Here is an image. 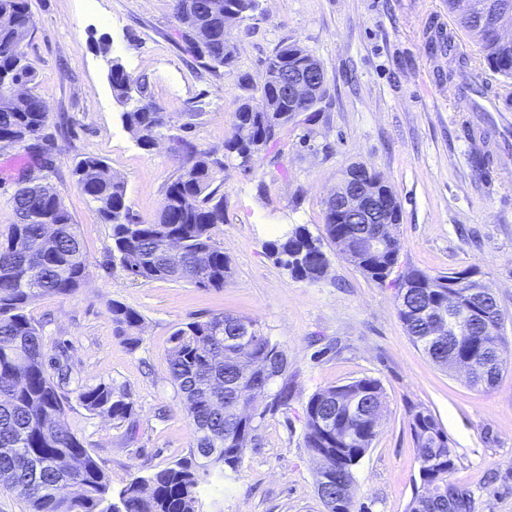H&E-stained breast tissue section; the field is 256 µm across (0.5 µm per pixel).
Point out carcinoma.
Instances as JSON below:
<instances>
[{"mask_svg":"<svg viewBox=\"0 0 512 512\" xmlns=\"http://www.w3.org/2000/svg\"><path fill=\"white\" fill-rule=\"evenodd\" d=\"M211 0H173L174 14L192 13L197 33L184 35V51L202 65L217 72L232 66L236 23L259 7L258 0H224L226 10L213 12ZM512 4V0H472L470 13L459 19L462 28L480 30L483 12L490 4ZM27 0H0V140L22 143L44 125L48 113L39 97L27 94L10 98L12 86L35 84L36 71L22 45L29 33ZM484 60L491 70L512 78V42L491 35L480 40ZM315 60L298 42L282 45L265 65L263 81L256 88L267 102L268 111L253 112L245 98L235 112L234 132L224 150L251 170L261 154L276 143L288 125V102L276 94L275 86L285 83ZM108 80L115 99L125 105L137 88L141 100L120 114L122 124L139 133L142 146L153 145L155 131L164 125L163 115L146 101V86L134 84L119 59H112ZM188 165L166 191L158 217L141 221L127 205L124 181L97 157H85L74 168L80 192L97 206V212L112 229V263L119 264L134 281H189L199 288L221 289L231 278L230 261L217 246L214 230L224 223V196L210 189L215 169L224 162L210 159L187 143H180ZM17 222L0 240V481L21 500L29 512H200V484L224 470L237 471L248 443L243 433H255L265 416L288 406L292 390L286 372L285 351L263 333L241 361L227 354L224 334H232L244 319L231 315L194 321L177 328L170 336L169 370L181 398L182 408L193 425L189 456L146 477H135L110 500V482L104 470L87 452L80 439L65 425V406L58 385L47 366L57 370L59 381L69 380V367L60 358L46 359L42 336L27 315L28 305L39 296H61L78 291L89 275L76 224L56 192L46 194L35 185L17 188L12 196ZM363 224H338L335 213L325 212L324 234L334 242L344 238L357 249ZM182 240V265L168 261L165 240ZM312 237L299 225L269 243L276 261L299 278L321 265L323 250L308 252L310 270L302 272L291 257ZM422 284L404 296V308L397 309L407 334L437 366L448 368V360L464 350L472 352L475 369L471 384L492 387L507 365L502 335L492 333L487 322L478 323L471 336L457 340L428 336L429 324L421 311L437 300L452 305L448 276L430 275L418 269L399 274L395 285ZM120 336L132 347L141 338L134 331L140 315L114 302L109 308ZM281 355L280 384L271 391L263 408L254 405L253 386L262 379L257 365ZM78 398L90 412L123 422L134 414L127 392L101 382L80 390ZM360 398L369 405L362 416L346 413L340 402ZM384 390L379 380L361 378L328 387L313 394L305 407L304 444L313 457L325 458L320 475L329 476L332 505L325 512H351L354 468L359 464L379 429L374 410L382 406ZM333 418L332 434L319 426ZM411 433L419 463L432 461L421 482L434 485L436 494L413 497L409 512H472L469 491L448 481L455 458L448 438L429 410L411 413Z\"/></svg>","mask_w":512,"mask_h":512,"instance_id":"cac0c4a2","label":"carcinoma"}]
</instances>
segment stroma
<instances>
[{"mask_svg":"<svg viewBox=\"0 0 512 512\" xmlns=\"http://www.w3.org/2000/svg\"><path fill=\"white\" fill-rule=\"evenodd\" d=\"M23 45L38 74L33 91L48 118L23 143L0 146V236L16 221L20 180L52 186L70 211L90 263L73 295L45 294L27 308L48 356L63 354L59 388L65 423L120 490L186 457L192 424L168 369L169 337L186 323L232 314L257 322L288 359L292 397L267 416L238 472L204 486L202 512H323L316 461L304 446L305 406L316 392L371 377L385 393L377 437L354 471L364 512H407L421 486L410 412L423 407L443 427L454 483L472 512H512V111L479 112L449 80V52L466 60L489 92L512 94L448 10V0H259L234 27L232 67L213 73L182 49L185 25L172 0H28ZM111 55L164 115L159 143L142 147L122 124L112 94ZM298 42L322 64L326 93L315 121L283 128L253 170L225 157L243 83L260 84L267 59ZM188 140L222 159L214 183L224 196L215 240L232 276L219 290L188 282L132 281L112 266L110 225L73 174L86 156L103 159L126 186L127 203L153 221L167 185L187 162ZM360 163L395 191L401 215L395 273L445 274L478 267L504 316L509 363L491 388L436 366L406 334L396 290L364 275L324 242L318 281L292 277L268 244L292 227L321 236L325 200L347 166ZM141 316L138 347L118 336L109 307ZM109 382L135 413L118 423L88 411L76 390Z\"/></svg>","mask_w":512,"mask_h":512,"instance_id":"obj_1","label":"stroma"}]
</instances>
